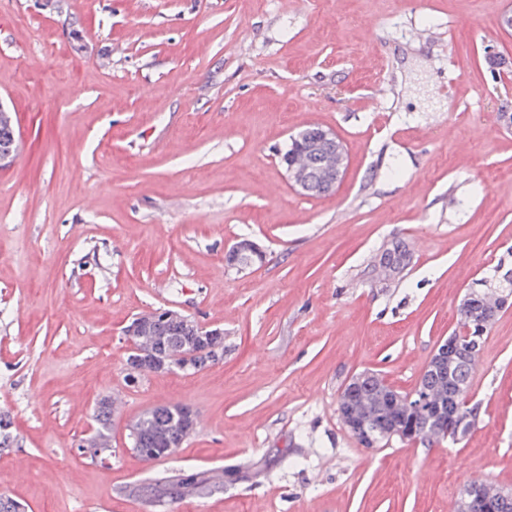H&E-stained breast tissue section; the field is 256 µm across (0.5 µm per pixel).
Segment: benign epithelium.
Returning a JSON list of instances; mask_svg holds the SVG:
<instances>
[{
    "label": "benign epithelium",
    "instance_id": "obj_1",
    "mask_svg": "<svg viewBox=\"0 0 512 512\" xmlns=\"http://www.w3.org/2000/svg\"><path fill=\"white\" fill-rule=\"evenodd\" d=\"M309 130L315 134L314 143L318 155L333 154L338 158L336 166L326 176L323 184V191L329 194L333 193L341 183L347 168L345 150L335 132L316 124L309 127ZM286 172L293 186L300 193L306 195L312 191V181L307 171H295L293 166L289 165L286 167ZM256 258H263V251L253 240L243 238L226 252L224 261L229 267L241 269L250 265ZM154 315L164 321L168 319L182 321L193 335L195 349L187 351L173 360L159 359L148 352L136 350L125 363V374L129 382H138L148 367L157 373L169 372L174 369L182 371L195 369L197 368L196 355L200 352L208 355L212 365L223 360L224 330L199 323L172 307L161 308L155 311ZM489 324L488 320H479L475 323L474 328L468 329L467 334L463 336L457 333L449 335L447 339L437 345L426 368L440 371L453 370L455 374L464 376L470 373L471 368L457 365L456 357L463 349L475 351L482 347ZM370 375H372L370 371L352 375L342 389L338 400V412L343 425L354 437L360 438L362 446L367 448L374 447L367 431L368 419L359 416L355 412L354 406L358 399L362 380ZM390 398H392V405L398 406L400 414L386 430L385 437L389 440L394 437L403 441L418 439L416 418L419 416L425 418L426 422L445 430L448 429V419L450 418L454 419L457 432L461 430L467 432L473 427V423L469 422L455 408L448 410L445 405L440 403L426 407L423 401L415 400L412 393L405 397L394 393L390 395ZM192 416L193 410L186 405L168 410V417L170 421L177 423L180 435L177 439L166 442L165 447H181L193 432ZM511 498V489H505L492 481L469 483L461 492L458 512H497L500 505Z\"/></svg>",
    "mask_w": 512,
    "mask_h": 512
}]
</instances>
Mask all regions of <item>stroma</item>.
I'll return each mask as SVG.
<instances>
[{"mask_svg":"<svg viewBox=\"0 0 512 512\" xmlns=\"http://www.w3.org/2000/svg\"><path fill=\"white\" fill-rule=\"evenodd\" d=\"M512 0H0V494L27 512H448L512 487V307L499 312L457 443L361 446L341 389L365 370L409 393L468 292L512 269ZM82 34L72 45L71 29ZM505 65L492 70L487 51ZM333 129L337 190L308 197L279 154ZM247 237L264 261L227 268ZM399 276L374 271L392 243ZM174 306L224 330V360L128 384L123 328ZM112 413L103 465L76 442ZM189 405L170 457L127 427ZM224 483L166 505L140 485ZM14 112H10L5 108L3 102L0 101V152H14L17 147L16 132L13 125L14 123ZM12 153L0 154V169L10 167L13 163L14 157ZM511 497V489L492 481L468 483L461 492L458 512H496ZM498 512H512V499Z\"/></svg>","mask_w":512,"mask_h":512,"instance_id":"35a3bbf8","label":"stroma"}]
</instances>
